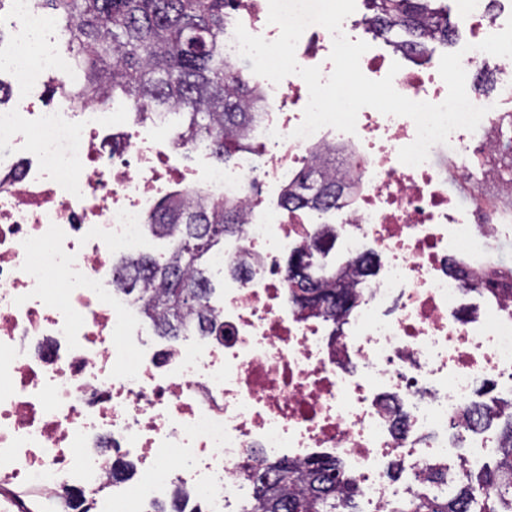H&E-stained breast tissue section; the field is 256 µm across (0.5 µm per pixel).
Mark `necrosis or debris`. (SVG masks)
<instances>
[{
  "instance_id": "obj_1",
  "label": "necrosis or debris",
  "mask_w": 512,
  "mask_h": 512,
  "mask_svg": "<svg viewBox=\"0 0 512 512\" xmlns=\"http://www.w3.org/2000/svg\"><path fill=\"white\" fill-rule=\"evenodd\" d=\"M458 17L472 45L462 65L470 74L495 62L494 96L475 132L453 131L415 167L398 158L416 138L412 119L365 108L355 133L297 138L306 83L259 81L250 152L188 183L244 206L240 232L209 261L224 276L219 320L172 344L155 340L138 294L113 284L117 260L149 239L154 200L174 191L156 167L178 149L168 113L116 145L107 99L0 107V487L48 512L86 501L153 512L177 487L203 512H244L256 468L331 456L356 481L357 512H389L429 464L450 466L467 448L473 467L496 447L490 429L452 436L448 425L483 386L512 406V277L494 271L512 241V59L476 48L512 18V0H461ZM4 26L14 37L0 42V73L15 85L43 96L72 80L50 13L8 0ZM332 44L309 26L298 64L330 76ZM391 65L369 51L360 59L366 77L392 76L411 100H445L435 65ZM327 154L345 185L334 207L264 206ZM454 185L467 204L452 200ZM324 232L339 260L317 266L318 278L354 273L357 299L339 322L300 309L284 280L283 260ZM242 263L244 276L233 271ZM116 454L134 480L113 477Z\"/></svg>"
}]
</instances>
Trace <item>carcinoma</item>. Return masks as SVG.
<instances>
[{"mask_svg": "<svg viewBox=\"0 0 512 512\" xmlns=\"http://www.w3.org/2000/svg\"><path fill=\"white\" fill-rule=\"evenodd\" d=\"M365 2L373 31L405 33L420 57L434 31L455 30L435 0ZM36 5L50 9L69 34L81 96L94 100L120 94L142 118L159 109L186 110L188 124L179 145L205 141L224 162L247 149L242 136L257 117L263 93L224 60L229 0H37ZM334 204L336 180L315 168L301 173L282 199L286 208ZM149 224L156 236L172 242L171 252L122 260L117 284L142 293L144 314L159 335L209 332L216 312L207 259L224 248V236L239 231L241 210L221 199L177 193L157 205ZM314 291L318 298L309 306L336 322L355 300L352 289H341L344 306L338 309L336 284ZM478 397L450 426L474 429L503 420L494 463L477 471L462 469L449 490L419 488L391 512H512V413L496 411L482 389ZM356 495V485L335 458L302 465L274 462L255 479L251 512H351Z\"/></svg>", "mask_w": 512, "mask_h": 512, "instance_id": "obj_1", "label": "carcinoma"}]
</instances>
